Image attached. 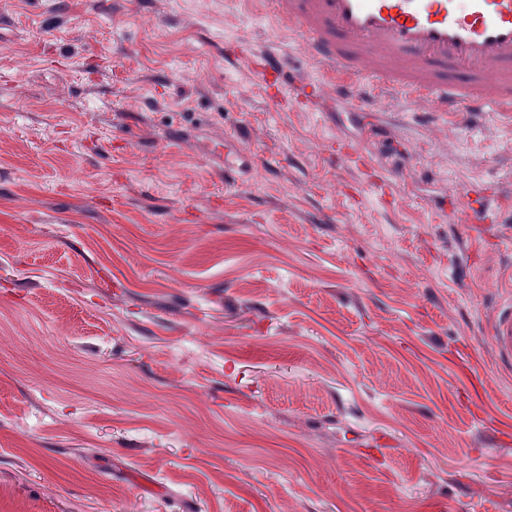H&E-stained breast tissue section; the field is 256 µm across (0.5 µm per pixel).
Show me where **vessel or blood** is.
<instances>
[{
	"instance_id": "1",
	"label": "vessel or blood",
	"mask_w": 512,
	"mask_h": 512,
	"mask_svg": "<svg viewBox=\"0 0 512 512\" xmlns=\"http://www.w3.org/2000/svg\"><path fill=\"white\" fill-rule=\"evenodd\" d=\"M267 14L303 44L319 73L311 89L355 103L362 85L434 112L512 116V0H260ZM238 57L280 106L295 100L282 60ZM252 159L224 157V178L250 172ZM489 340L498 365L512 372V289L495 307Z\"/></svg>"
}]
</instances>
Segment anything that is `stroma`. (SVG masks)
<instances>
[{"mask_svg": "<svg viewBox=\"0 0 512 512\" xmlns=\"http://www.w3.org/2000/svg\"><path fill=\"white\" fill-rule=\"evenodd\" d=\"M259 10L0 0V512H512V119L281 111ZM233 52L238 57L251 62L253 72L267 91L274 89L270 97L277 105L287 106L292 100L305 103V101L299 99L298 93L294 92L295 86L288 90V65L284 60L278 61L266 58L257 60L247 47L237 48ZM252 166L251 156L244 151H235L232 154L224 153V180L239 181L243 174L250 172ZM505 295L498 300L489 328L492 348L496 354L499 368L512 372V289H506Z\"/></svg>", "mask_w": 512, "mask_h": 512, "instance_id": "stroma-1", "label": "stroma"}]
</instances>
